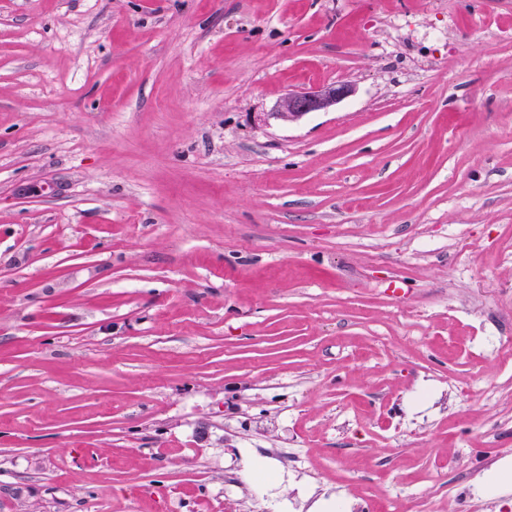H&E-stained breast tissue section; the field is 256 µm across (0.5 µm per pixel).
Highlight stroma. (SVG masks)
I'll use <instances>...</instances> for the list:
<instances>
[{
  "mask_svg": "<svg viewBox=\"0 0 512 512\" xmlns=\"http://www.w3.org/2000/svg\"><path fill=\"white\" fill-rule=\"evenodd\" d=\"M510 336L512 0H0V512H512ZM354 93L351 83H330L315 90L291 92L281 98L272 118L294 122L311 112H324Z\"/></svg>",
  "mask_w": 512,
  "mask_h": 512,
  "instance_id": "35a3bbf8",
  "label": "stroma"
}]
</instances>
